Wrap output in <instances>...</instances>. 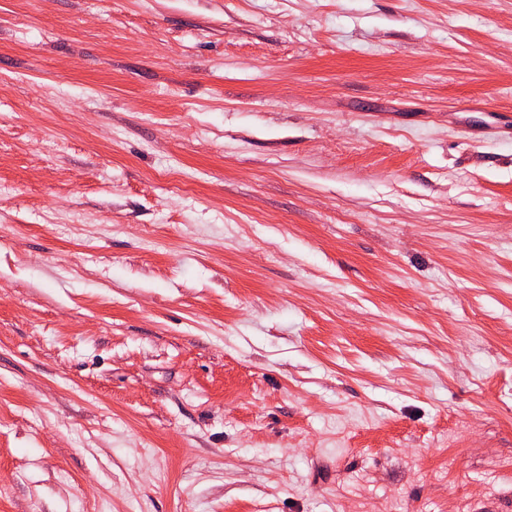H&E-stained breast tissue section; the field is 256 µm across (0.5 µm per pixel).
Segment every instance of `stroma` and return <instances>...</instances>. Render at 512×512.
I'll use <instances>...</instances> for the list:
<instances>
[{
  "instance_id": "stroma-1",
  "label": "stroma",
  "mask_w": 512,
  "mask_h": 512,
  "mask_svg": "<svg viewBox=\"0 0 512 512\" xmlns=\"http://www.w3.org/2000/svg\"><path fill=\"white\" fill-rule=\"evenodd\" d=\"M0 512H512V0H0Z\"/></svg>"
}]
</instances>
